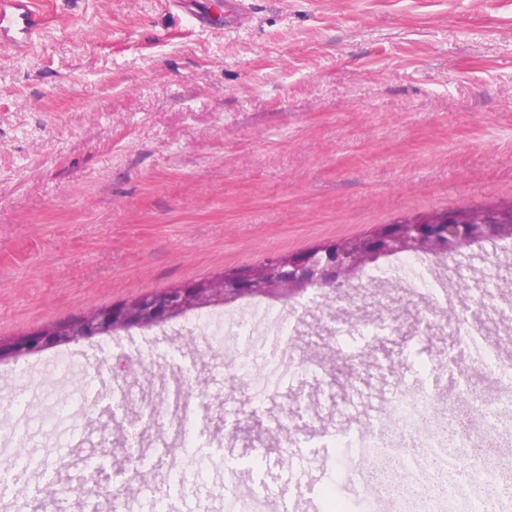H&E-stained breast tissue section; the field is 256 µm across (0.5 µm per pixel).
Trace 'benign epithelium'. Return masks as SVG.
<instances>
[{
  "label": "benign epithelium",
  "mask_w": 512,
  "mask_h": 512,
  "mask_svg": "<svg viewBox=\"0 0 512 512\" xmlns=\"http://www.w3.org/2000/svg\"><path fill=\"white\" fill-rule=\"evenodd\" d=\"M512 237V224H473L448 215V223L389 224L368 238L329 242L322 249L275 257L241 276H222L158 293L141 294L105 309H92L79 319L37 329L10 342L0 341V362L107 332L152 327L216 302L245 296H294L310 288H339L376 259L396 253L448 256L483 241Z\"/></svg>",
  "instance_id": "obj_1"
}]
</instances>
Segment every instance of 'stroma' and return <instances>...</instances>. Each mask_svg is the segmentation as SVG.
Wrapping results in <instances>:
<instances>
[{
  "label": "stroma",
  "mask_w": 512,
  "mask_h": 512,
  "mask_svg": "<svg viewBox=\"0 0 512 512\" xmlns=\"http://www.w3.org/2000/svg\"><path fill=\"white\" fill-rule=\"evenodd\" d=\"M34 0L35 48L0 57V340L133 296L356 238L431 211L512 204V0ZM401 256L341 289L244 297L0 363V512H88L84 461L112 447L99 512H226L231 494L267 512H351L363 476L337 437L379 414L394 382H424L429 355L465 361L462 338L485 269L512 328V244L448 259L461 274L458 335L419 340L446 304L401 283ZM391 307L398 337L352 386L290 357L364 344L361 321ZM225 336L212 340L204 319ZM206 347L190 372L170 361ZM167 378L128 381L122 414L187 404L214 450L196 456L177 425L137 438L96 406L119 354ZM262 368L255 400L230 385ZM287 422L288 448L255 441ZM157 480L140 488L137 454ZM74 492L40 508L41 484Z\"/></svg>",
  "instance_id": "stroma-1"
}]
</instances>
